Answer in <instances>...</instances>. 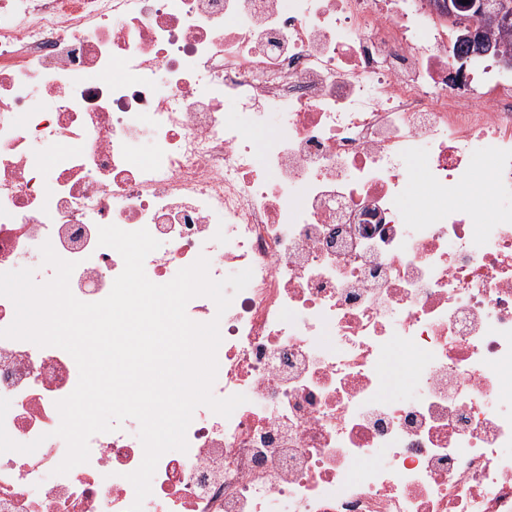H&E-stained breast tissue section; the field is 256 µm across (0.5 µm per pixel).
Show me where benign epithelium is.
Instances as JSON below:
<instances>
[{
    "label": "benign epithelium",
    "instance_id": "7a95c632",
    "mask_svg": "<svg viewBox=\"0 0 512 512\" xmlns=\"http://www.w3.org/2000/svg\"><path fill=\"white\" fill-rule=\"evenodd\" d=\"M460 11H473L480 19L476 26L464 20L459 24L461 51L455 56L457 68L451 72L448 82L451 86L462 89L464 83L460 78L465 74L467 64L474 59L491 57L499 65L512 69V56L500 53L494 43L486 38L487 31L512 25V9L497 0H469L467 4L450 2L444 9L450 19L458 18Z\"/></svg>",
    "mask_w": 512,
    "mask_h": 512
}]
</instances>
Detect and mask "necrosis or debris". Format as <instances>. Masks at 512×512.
<instances>
[{"instance_id":"4bbe7bcc","label":"necrosis or debris","mask_w":512,"mask_h":512,"mask_svg":"<svg viewBox=\"0 0 512 512\" xmlns=\"http://www.w3.org/2000/svg\"><path fill=\"white\" fill-rule=\"evenodd\" d=\"M429 0H0V272L40 247L97 302L147 229L148 278L252 269L215 397L143 512H512V74L448 85ZM263 132L254 142V132ZM425 192L409 205L410 187ZM65 350L0 338V512H127L139 423L66 455Z\"/></svg>"}]
</instances>
